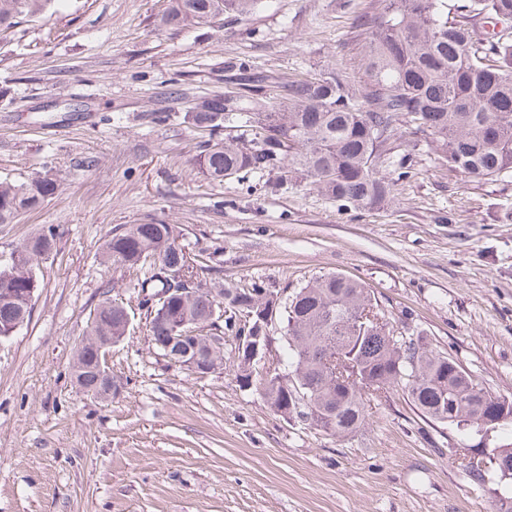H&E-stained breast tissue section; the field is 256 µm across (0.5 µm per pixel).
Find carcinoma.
<instances>
[{
  "instance_id": "cac0c4a2",
  "label": "carcinoma",
  "mask_w": 512,
  "mask_h": 512,
  "mask_svg": "<svg viewBox=\"0 0 512 512\" xmlns=\"http://www.w3.org/2000/svg\"><path fill=\"white\" fill-rule=\"evenodd\" d=\"M51 0H0V32L36 16ZM262 0H170L160 18L166 28L203 26L223 15L247 16ZM379 11L364 18L365 47L360 59V88L340 71L327 70L288 80L273 104L263 99L259 80L243 70L236 98H205L190 123L213 135L245 121L238 135L200 142L195 164L211 181L259 176L278 171L323 196L361 208L379 207L394 196L397 178L379 174L388 162L385 144L399 122L435 143L448 165L473 178L492 180L512 173V0H379ZM484 19L501 30L475 37L471 21ZM57 180L45 175L20 184L0 182V223L36 208L56 193ZM176 224H130L108 236L102 257L143 275L138 280L151 341L168 361L195 373L190 362L204 358L208 369L224 365L226 334L263 336L268 318L282 325L285 341L277 368L256 370L258 361L245 349L236 355L235 378L241 388H255L283 417L298 407L317 430L344 438L365 422L363 391L402 390L427 419L457 430L466 440L482 427L480 398L494 399L485 388L473 391L475 378L447 352L421 333L392 343L385 325L356 319L376 308L370 292L336 273L315 278L280 298L264 283L249 288L207 281L204 254L190 255L180 243ZM56 247L49 227L17 247L15 259L0 265V336L30 317L39 287L36 267ZM124 302L107 297L87 326L86 339L74 355V379L85 394L100 398L118 390L101 376L99 349L129 332ZM353 336L358 381H341L331 372L336 337ZM496 460L474 453L455 456L467 476L497 485L512 476V447L490 448Z\"/></svg>"
}]
</instances>
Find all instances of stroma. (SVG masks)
Returning <instances> with one entry per match:
<instances>
[{
	"instance_id": "obj_1",
	"label": "stroma",
	"mask_w": 512,
	"mask_h": 512,
	"mask_svg": "<svg viewBox=\"0 0 512 512\" xmlns=\"http://www.w3.org/2000/svg\"><path fill=\"white\" fill-rule=\"evenodd\" d=\"M373 3L264 0L175 31L158 26L168 0H54L0 34V182L59 184L0 224V263L41 228L57 234L29 321L0 339V512H495L449 454L456 430L402 391L367 394L364 426L337 439L239 388L233 340L223 370L169 363L131 276L100 254L125 225L177 224L218 281L289 294L329 272L358 280L395 325L512 398V176L468 177L404 123L387 149L409 174L377 210L305 185L274 194L259 177L214 183L194 163L205 135L183 116L235 95L239 67L272 95L331 68L360 85ZM115 294L132 328L110 351L121 388L101 400L76 387L73 357Z\"/></svg>"
}]
</instances>
